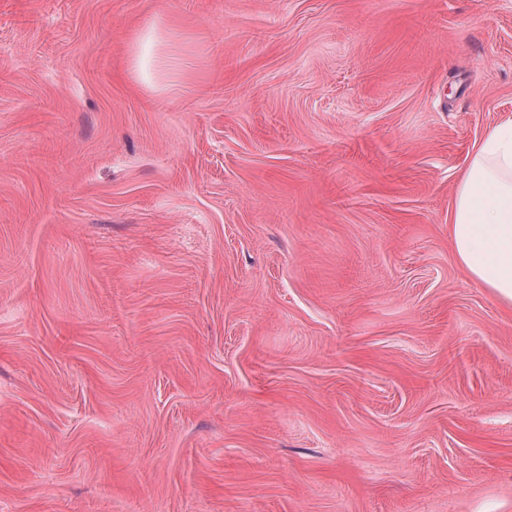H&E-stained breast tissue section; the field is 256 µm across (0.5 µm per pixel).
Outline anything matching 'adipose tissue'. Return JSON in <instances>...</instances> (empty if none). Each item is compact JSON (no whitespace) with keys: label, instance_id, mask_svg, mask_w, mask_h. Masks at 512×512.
I'll use <instances>...</instances> for the list:
<instances>
[{"label":"adipose tissue","instance_id":"1","mask_svg":"<svg viewBox=\"0 0 512 512\" xmlns=\"http://www.w3.org/2000/svg\"><path fill=\"white\" fill-rule=\"evenodd\" d=\"M460 269L512 308V116L476 143L448 211Z\"/></svg>","mask_w":512,"mask_h":512}]
</instances>
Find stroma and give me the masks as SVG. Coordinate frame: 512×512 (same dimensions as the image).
Returning a JSON list of instances; mask_svg holds the SVG:
<instances>
[{"label": "stroma", "mask_w": 512, "mask_h": 512, "mask_svg": "<svg viewBox=\"0 0 512 512\" xmlns=\"http://www.w3.org/2000/svg\"><path fill=\"white\" fill-rule=\"evenodd\" d=\"M510 115L512 0H0V512H512ZM460 269L512 308V116L476 143L448 211Z\"/></svg>", "instance_id": "1"}]
</instances>
